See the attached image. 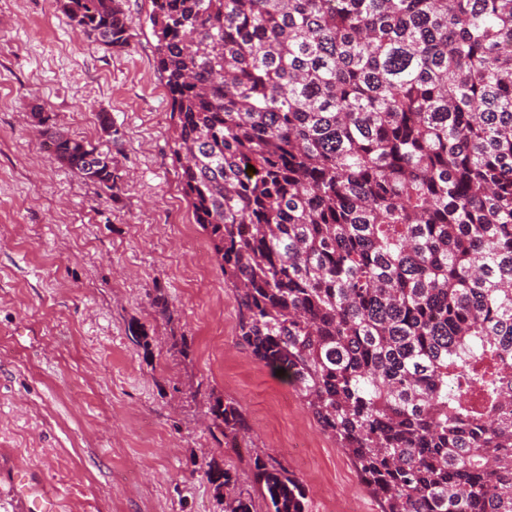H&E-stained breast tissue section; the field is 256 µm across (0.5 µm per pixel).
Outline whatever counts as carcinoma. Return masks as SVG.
Listing matches in <instances>:
<instances>
[{
    "label": "carcinoma",
    "mask_w": 512,
    "mask_h": 512,
    "mask_svg": "<svg viewBox=\"0 0 512 512\" xmlns=\"http://www.w3.org/2000/svg\"><path fill=\"white\" fill-rule=\"evenodd\" d=\"M59 2L129 44L123 0ZM153 4L173 155L239 342L285 370L380 512H512V0ZM37 118L56 160L118 188L112 156ZM210 411L238 447L242 412ZM252 476L224 512H306L279 463Z\"/></svg>",
    "instance_id": "cac0c4a2"
}]
</instances>
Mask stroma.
Masks as SVG:
<instances>
[{"instance_id":"1","label":"stroma","mask_w":512,"mask_h":512,"mask_svg":"<svg viewBox=\"0 0 512 512\" xmlns=\"http://www.w3.org/2000/svg\"><path fill=\"white\" fill-rule=\"evenodd\" d=\"M124 7L129 45L108 50L75 33L57 0H0V512H29L10 481L18 467L57 490L60 512H224L203 464L233 466L247 488L256 455L303 483L306 512H379L296 388L239 343L234 294L172 153L152 0ZM39 110L111 152L115 194L46 152ZM157 288L172 321L155 311ZM132 320L150 351L129 340ZM214 396L246 417L248 457L212 437Z\"/></svg>"}]
</instances>
